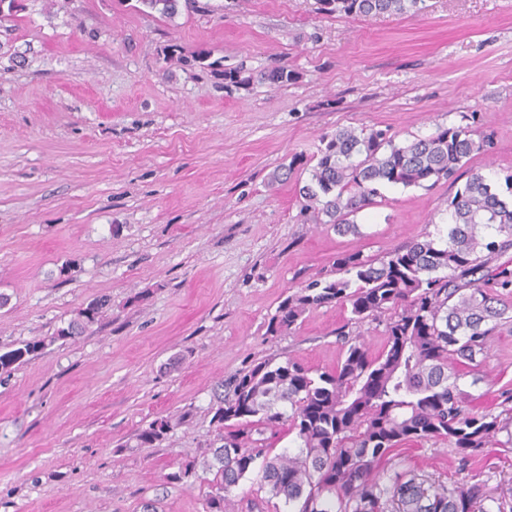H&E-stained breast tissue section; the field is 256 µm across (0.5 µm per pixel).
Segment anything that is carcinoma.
Wrapping results in <instances>:
<instances>
[{
	"label": "carcinoma",
	"mask_w": 512,
	"mask_h": 512,
	"mask_svg": "<svg viewBox=\"0 0 512 512\" xmlns=\"http://www.w3.org/2000/svg\"><path fill=\"white\" fill-rule=\"evenodd\" d=\"M172 18L194 0H139ZM322 11L350 16L418 13L425 0H319ZM309 178L296 181L300 214L339 235L357 234L355 217L387 186L429 189L456 182L475 156L493 148L489 135L469 126H438L429 135L397 144L381 129L341 128L322 138ZM505 190L480 171L448 201L450 222L439 236L414 239L379 259L341 254L336 273L312 279L284 297L266 334L296 329L306 313L328 305L349 309L336 329L345 350L334 370L295 359L259 361L233 375L216 395L217 436L209 443L207 512H236L234 491L261 462L258 487L246 512H267L280 499L288 512H471L488 499L471 476L448 484L388 468L393 449L406 442L448 443L459 466L495 443L512 447V417L466 408L463 369L477 367L492 336L512 322V265L490 263L512 249V171ZM107 306L97 299L52 340L75 338L96 324ZM384 327L386 344L373 356L361 325ZM46 346L28 341L0 352V375H9ZM156 419L136 433L139 446L170 431ZM293 436L280 452L270 438ZM506 433V439L498 435Z\"/></svg>",
	"instance_id": "carcinoma-1"
}]
</instances>
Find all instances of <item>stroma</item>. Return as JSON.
Returning <instances> with one entry per match:
<instances>
[{"instance_id":"stroma-1","label":"stroma","mask_w":512,"mask_h":512,"mask_svg":"<svg viewBox=\"0 0 512 512\" xmlns=\"http://www.w3.org/2000/svg\"><path fill=\"white\" fill-rule=\"evenodd\" d=\"M200 3L166 18L138 0H20L0 17V351L47 342L0 376V512H206L204 469L167 476L206 457L218 385L267 358L335 368L346 309L275 337L268 318L338 255L446 229L455 189L384 188L357 236L303 223L295 184L270 176L323 135L403 143L476 112L494 145L471 168L512 170V0L359 17L318 0ZM278 68L293 81H260ZM100 295L98 324L57 339ZM460 385L475 411L507 408L512 324ZM158 418L168 434L136 447ZM392 460L477 476L512 512V447L464 472L441 443Z\"/></svg>"}]
</instances>
